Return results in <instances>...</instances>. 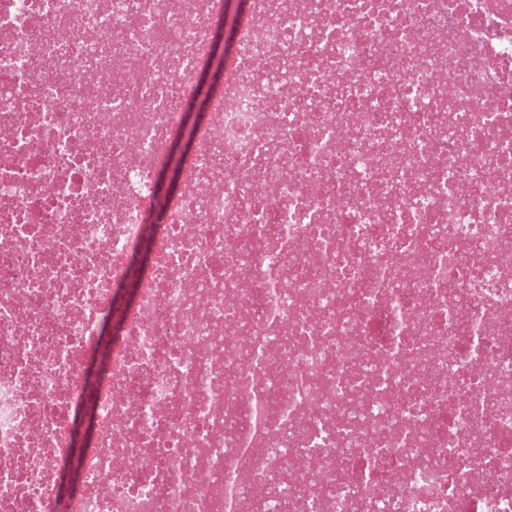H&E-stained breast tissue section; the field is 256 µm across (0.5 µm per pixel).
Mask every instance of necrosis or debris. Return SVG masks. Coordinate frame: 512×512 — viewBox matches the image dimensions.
<instances>
[{
	"label": "necrosis or debris",
	"instance_id": "obj_1",
	"mask_svg": "<svg viewBox=\"0 0 512 512\" xmlns=\"http://www.w3.org/2000/svg\"><path fill=\"white\" fill-rule=\"evenodd\" d=\"M0 512H512V0H0ZM221 82V80L217 79L213 80L212 77L205 79L201 84L200 94L195 103H193L189 112H191L190 126L199 123L203 118L204 110L207 106V101L209 97L212 95L216 86ZM202 114V116H201ZM197 120V122H196Z\"/></svg>",
	"mask_w": 512,
	"mask_h": 512
}]
</instances>
